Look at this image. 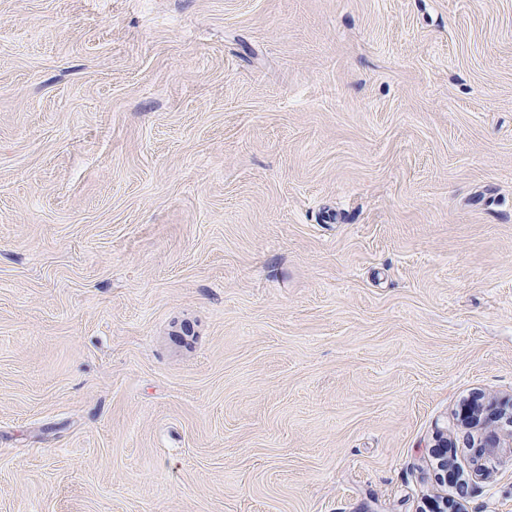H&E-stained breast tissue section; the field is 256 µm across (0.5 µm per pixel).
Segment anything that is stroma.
<instances>
[{
  "label": "stroma",
  "mask_w": 512,
  "mask_h": 512,
  "mask_svg": "<svg viewBox=\"0 0 512 512\" xmlns=\"http://www.w3.org/2000/svg\"><path fill=\"white\" fill-rule=\"evenodd\" d=\"M477 395L512 0H0V512H512Z\"/></svg>",
  "instance_id": "35a3bbf8"
}]
</instances>
